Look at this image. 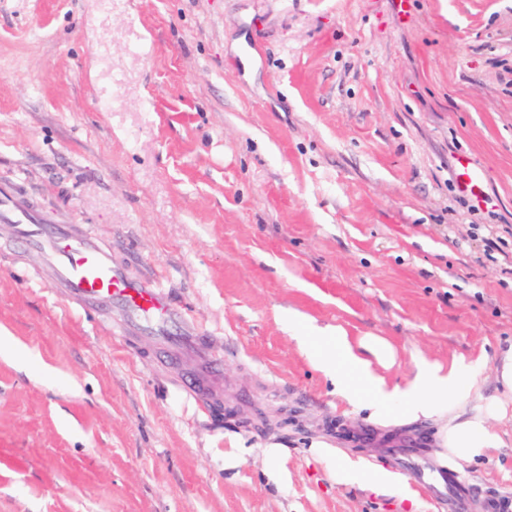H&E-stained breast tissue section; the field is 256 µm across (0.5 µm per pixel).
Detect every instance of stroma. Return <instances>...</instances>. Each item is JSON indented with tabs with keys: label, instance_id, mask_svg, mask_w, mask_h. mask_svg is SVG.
<instances>
[{
	"label": "stroma",
	"instance_id": "35a3bbf8",
	"mask_svg": "<svg viewBox=\"0 0 512 512\" xmlns=\"http://www.w3.org/2000/svg\"><path fill=\"white\" fill-rule=\"evenodd\" d=\"M398 3L0 0V178L159 272L213 352L122 339L0 223V512H437L396 434L512 494V0ZM316 328L387 342L388 383L425 360L475 386L430 417L349 405ZM477 418L501 445L459 460ZM344 459L402 485L337 482ZM458 185L466 193L478 197L483 193V176L471 166L469 161L460 160L458 167Z\"/></svg>",
	"mask_w": 512,
	"mask_h": 512
}]
</instances>
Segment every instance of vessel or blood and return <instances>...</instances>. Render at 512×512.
<instances>
[{"mask_svg": "<svg viewBox=\"0 0 512 512\" xmlns=\"http://www.w3.org/2000/svg\"><path fill=\"white\" fill-rule=\"evenodd\" d=\"M458 185L466 193L482 194L483 176L470 162L460 161ZM0 223L11 225L18 246L41 255L38 281L50 292L82 309L105 307L124 321V333L152 334L164 342L209 360L208 338L192 314L178 305L160 277H130L126 264L98 240L74 224L46 223L39 211L21 201L10 183L0 181ZM416 483L425 487L448 512H507L512 501L479 496L462 484L454 464L420 469Z\"/></svg>", "mask_w": 512, "mask_h": 512, "instance_id": "obj_1", "label": "vessel or blood"}]
</instances>
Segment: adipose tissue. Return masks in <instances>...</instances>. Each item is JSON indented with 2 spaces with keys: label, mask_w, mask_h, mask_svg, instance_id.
Wrapping results in <instances>:
<instances>
[{
  "label": "adipose tissue",
  "mask_w": 512,
  "mask_h": 512,
  "mask_svg": "<svg viewBox=\"0 0 512 512\" xmlns=\"http://www.w3.org/2000/svg\"><path fill=\"white\" fill-rule=\"evenodd\" d=\"M298 343L309 350V358L317 369L334 377L337 394L354 406L359 403L360 389L365 388L373 393L376 409L395 405L405 414L427 416L435 412L438 402L450 398L465 400L475 383L474 376L464 373L461 366H452L445 372L438 365L427 364L419 367L406 385L387 384L372 363L386 360L389 349L375 339H363L354 344L339 332L330 336L328 348L319 352L312 351L310 337H299ZM497 443L495 433L483 421L463 422L452 434V445L465 461L483 449L496 447Z\"/></svg>",
  "instance_id": "adipose-tissue-1"
}]
</instances>
